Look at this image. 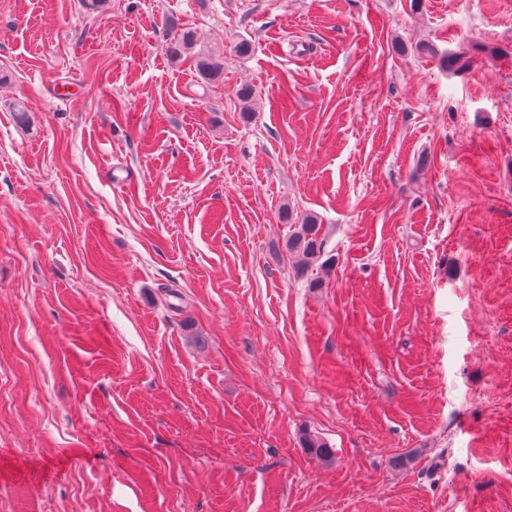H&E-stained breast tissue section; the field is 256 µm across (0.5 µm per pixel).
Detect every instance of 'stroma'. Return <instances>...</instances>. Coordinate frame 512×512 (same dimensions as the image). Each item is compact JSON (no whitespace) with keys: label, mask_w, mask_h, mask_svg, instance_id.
<instances>
[{"label":"stroma","mask_w":512,"mask_h":512,"mask_svg":"<svg viewBox=\"0 0 512 512\" xmlns=\"http://www.w3.org/2000/svg\"><path fill=\"white\" fill-rule=\"evenodd\" d=\"M410 3L0 0V512H512V0ZM173 53L181 55L185 52H193L197 36L191 29H180L173 36ZM197 74L204 81H214L224 72V57L212 51L193 52L191 56ZM479 49L477 46L459 47L455 52H448L441 56V64L448 71H460L470 66L472 51ZM294 228L286 241V248L296 261V273L300 276L308 275L310 288H322L323 280L314 274V267L326 270L329 259L321 261L326 253V236L322 233V224L317 216L306 214L300 224H292Z\"/></svg>","instance_id":"stroma-1"}]
</instances>
